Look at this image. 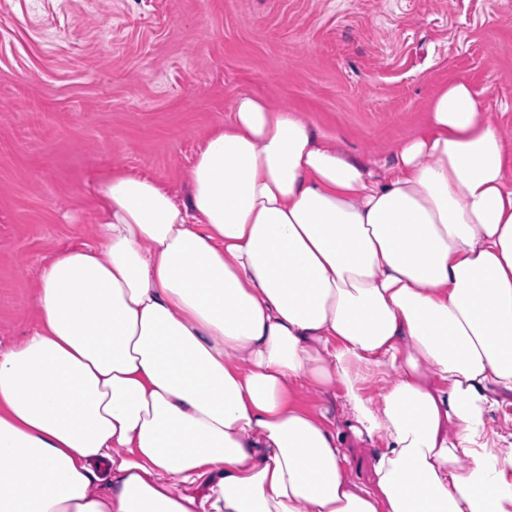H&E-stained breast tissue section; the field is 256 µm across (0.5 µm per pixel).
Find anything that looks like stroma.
Instances as JSON below:
<instances>
[{
	"label": "stroma",
	"instance_id": "obj_1",
	"mask_svg": "<svg viewBox=\"0 0 512 512\" xmlns=\"http://www.w3.org/2000/svg\"><path fill=\"white\" fill-rule=\"evenodd\" d=\"M458 78L512 142V0H0V345L31 330L43 267L97 244L101 182L186 194L238 95L383 171ZM331 410L368 483L376 446Z\"/></svg>",
	"mask_w": 512,
	"mask_h": 512
}]
</instances>
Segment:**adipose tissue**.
Returning a JSON list of instances; mask_svg holds the SVG:
<instances>
[{
  "instance_id": "ef3b65f1",
  "label": "adipose tissue",
  "mask_w": 512,
  "mask_h": 512,
  "mask_svg": "<svg viewBox=\"0 0 512 512\" xmlns=\"http://www.w3.org/2000/svg\"><path fill=\"white\" fill-rule=\"evenodd\" d=\"M98 194L0 348V512H512V148L468 82L380 175L242 94L185 197ZM332 412L336 413V424L338 430L346 440L345 447L348 448L351 467L355 477L362 484H368L374 455L377 452V445L369 441L358 442L349 430L346 418L342 414L341 403L336 400L334 405L330 406Z\"/></svg>"
}]
</instances>
